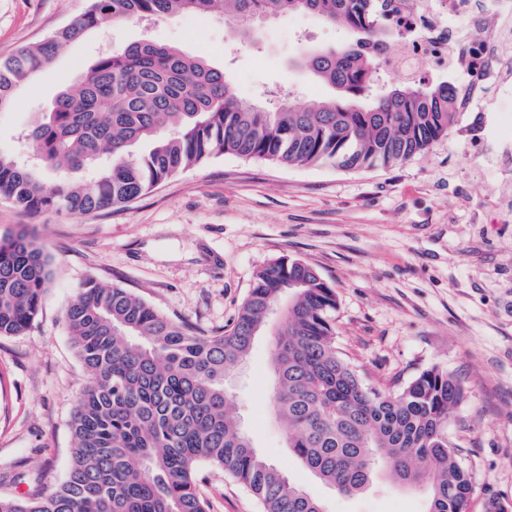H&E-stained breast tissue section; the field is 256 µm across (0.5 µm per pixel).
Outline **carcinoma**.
<instances>
[{
  "label": "carcinoma",
  "mask_w": 512,
  "mask_h": 512,
  "mask_svg": "<svg viewBox=\"0 0 512 512\" xmlns=\"http://www.w3.org/2000/svg\"><path fill=\"white\" fill-rule=\"evenodd\" d=\"M370 2L90 0L63 29L0 60V111L64 45L110 24L182 13L219 17L255 44L270 17L306 12L340 28L344 44L307 49L297 60L337 96L309 105L245 101L203 57L132 42L98 55L28 129L37 165L0 152V198L31 215H83L130 203L218 153L362 169L429 151L448 137L458 93L449 77L380 83L381 61L359 50L388 36ZM144 142L151 147L136 151ZM43 170L57 177L47 183ZM48 280L45 245L27 226L0 236V336L31 328ZM336 310L335 289L287 256L255 274L236 318L211 333L169 319L121 286L84 282L64 313L88 373L72 412L70 467L50 489L0 497V512H206L197 491L202 462L224 470L261 512H324L254 448L225 385L277 311L272 398L302 467L345 495L387 468L409 490L428 487L425 512H468L473 478L448 445L462 385L438 365L393 391L367 384L336 348Z\"/></svg>",
  "instance_id": "1"
}]
</instances>
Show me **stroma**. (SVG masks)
Segmentation results:
<instances>
[{"label":"stroma","mask_w":512,"mask_h":512,"mask_svg":"<svg viewBox=\"0 0 512 512\" xmlns=\"http://www.w3.org/2000/svg\"><path fill=\"white\" fill-rule=\"evenodd\" d=\"M89 0H0V59L42 42ZM340 29L296 16L269 19L264 41L234 42L223 21L184 14L113 25L65 45L0 112V152L26 156L21 132L77 85L91 60L134 41H157L223 68L235 95L328 96L293 61L307 46H336ZM512 99L488 97L459 113L429 152L395 167H288L218 154L124 208L31 217L0 199V234L27 225L48 247L50 279L33 326L0 337V496L60 483L72 455L70 418L88 376L63 312L87 279L133 291L165 316L211 331L232 321L255 273L287 255L336 291V345L370 385L396 389L423 369L447 368L464 388L448 439L472 473L469 512L485 491L512 505ZM271 338L257 339L230 388L254 447L326 512H424L425 496L380 471L344 496L304 470L271 405ZM207 512H261L217 466L199 468Z\"/></svg>","instance_id":"1"}]
</instances>
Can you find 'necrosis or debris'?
I'll list each match as a JSON object with an SVG mask.
<instances>
[{
  "label": "necrosis or debris",
  "instance_id": "obj_1",
  "mask_svg": "<svg viewBox=\"0 0 512 512\" xmlns=\"http://www.w3.org/2000/svg\"><path fill=\"white\" fill-rule=\"evenodd\" d=\"M381 17L391 41L374 42L371 51L386 73L405 78L464 74L458 95L463 111L488 91L512 93L500 65L512 59V0H386ZM477 19L486 33L475 40L469 30Z\"/></svg>",
  "mask_w": 512,
  "mask_h": 512
}]
</instances>
